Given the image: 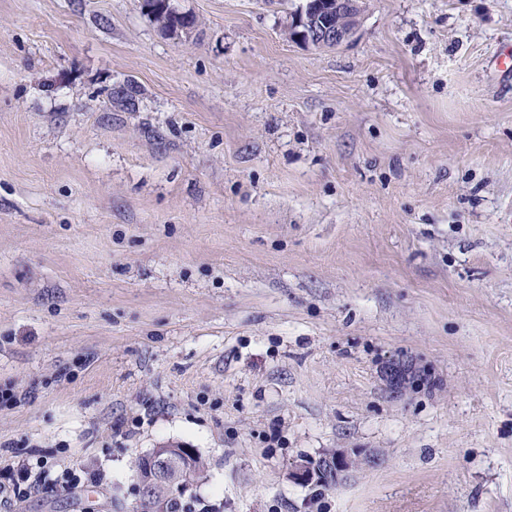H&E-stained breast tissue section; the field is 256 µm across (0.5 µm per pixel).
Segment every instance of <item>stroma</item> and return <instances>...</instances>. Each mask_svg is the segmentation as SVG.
Returning a JSON list of instances; mask_svg holds the SVG:
<instances>
[{
  "label": "stroma",
  "instance_id": "1",
  "mask_svg": "<svg viewBox=\"0 0 512 512\" xmlns=\"http://www.w3.org/2000/svg\"><path fill=\"white\" fill-rule=\"evenodd\" d=\"M300 3L0 0V470L104 475L12 512H133L171 443L224 512H512V0ZM146 2H149L152 4V9L154 10V15L159 14V16H155V18L151 15H148L147 13H144L149 18H152L153 22L160 27V21H164L165 25H163V29L165 30H176L179 27L180 28L174 33L175 37H178L180 39L190 38L191 34L194 32L195 28L198 25V21L196 16L193 13L187 12L185 14H175L171 12L164 13L165 11V2L166 0H147ZM186 26H194V27H186ZM313 1H322L315 2ZM306 4L288 16L286 29L297 32L293 42L312 46L313 44H332L339 46L347 42L355 33L358 17L362 9V0H305ZM324 8L326 19L318 12ZM310 460L314 463L309 464ZM369 462L368 457H362L360 453L346 448H335L317 458L297 460L294 464L293 477L300 483L311 484L314 487L317 485L319 489L315 492H318L337 486L346 474Z\"/></svg>",
  "mask_w": 512,
  "mask_h": 512
}]
</instances>
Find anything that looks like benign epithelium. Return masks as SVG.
Returning <instances> with one entry per match:
<instances>
[{"instance_id":"7a95c632","label":"benign epithelium","mask_w":512,"mask_h":512,"mask_svg":"<svg viewBox=\"0 0 512 512\" xmlns=\"http://www.w3.org/2000/svg\"><path fill=\"white\" fill-rule=\"evenodd\" d=\"M361 9L362 0H305L304 6L289 14L286 29L296 31L293 42L306 47L315 43L339 46L355 33ZM153 457L161 467H137L138 480L148 488L161 483L181 487L195 476L190 462L184 464L158 449ZM367 462L368 458L352 450L335 448L311 464L306 458L297 460L293 477L322 491L337 486L346 474Z\"/></svg>"}]
</instances>
